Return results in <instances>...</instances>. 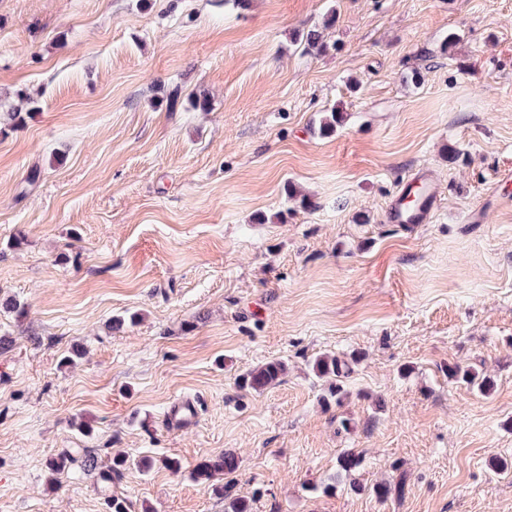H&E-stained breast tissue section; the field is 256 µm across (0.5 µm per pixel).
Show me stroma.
<instances>
[{
    "label": "stroma",
    "instance_id": "stroma-1",
    "mask_svg": "<svg viewBox=\"0 0 512 512\" xmlns=\"http://www.w3.org/2000/svg\"><path fill=\"white\" fill-rule=\"evenodd\" d=\"M331 8L337 50L305 52L295 30ZM176 87L209 110L169 111ZM22 90L38 109L0 134V292L26 307L0 309V512H224L191 473L227 450L252 512H512L489 466L512 460V0H0V113ZM422 168L431 219L388 223ZM354 352L324 405L310 361ZM272 359L277 384L239 388ZM182 400L196 417L168 428ZM65 448L133 465L50 480ZM349 449L361 492L335 477ZM401 475L403 497L370 493ZM448 379L476 388L484 394L490 393L494 388V380L489 376L459 365H448Z\"/></svg>",
    "mask_w": 512,
    "mask_h": 512
}]
</instances>
